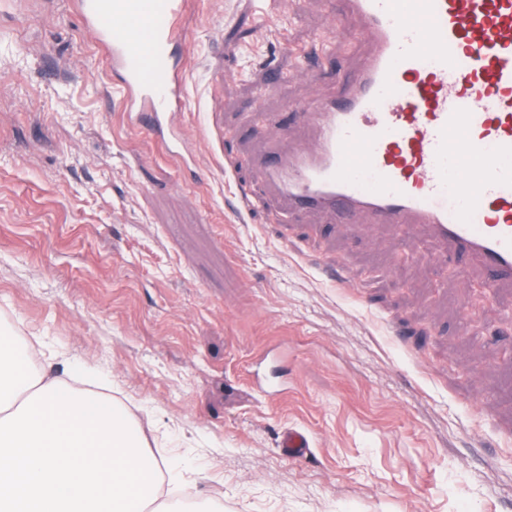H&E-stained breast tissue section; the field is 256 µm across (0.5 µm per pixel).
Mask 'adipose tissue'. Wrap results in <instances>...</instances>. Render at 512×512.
<instances>
[{"label": "adipose tissue", "mask_w": 512, "mask_h": 512, "mask_svg": "<svg viewBox=\"0 0 512 512\" xmlns=\"http://www.w3.org/2000/svg\"><path fill=\"white\" fill-rule=\"evenodd\" d=\"M35 345L0 331V512H220L165 497V460L111 397L31 364Z\"/></svg>", "instance_id": "1"}]
</instances>
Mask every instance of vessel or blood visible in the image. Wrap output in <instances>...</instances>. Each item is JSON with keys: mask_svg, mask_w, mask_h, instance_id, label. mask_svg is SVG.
<instances>
[{"mask_svg": "<svg viewBox=\"0 0 512 512\" xmlns=\"http://www.w3.org/2000/svg\"><path fill=\"white\" fill-rule=\"evenodd\" d=\"M340 2L362 18L371 52L340 97L299 113L311 146L260 161L258 178L292 210L429 225L489 284L512 282V0ZM75 4L129 122L185 153L169 120L187 106L174 48L189 0ZM280 446L301 456L309 441L291 429Z\"/></svg>", "mask_w": 512, "mask_h": 512, "instance_id": "1", "label": "vessel or blood"}]
</instances>
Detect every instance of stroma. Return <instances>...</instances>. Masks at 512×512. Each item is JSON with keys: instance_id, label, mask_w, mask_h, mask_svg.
<instances>
[{"instance_id": "1", "label": "stroma", "mask_w": 512, "mask_h": 512, "mask_svg": "<svg viewBox=\"0 0 512 512\" xmlns=\"http://www.w3.org/2000/svg\"><path fill=\"white\" fill-rule=\"evenodd\" d=\"M168 155L71 0H0V317L223 512H512V284L252 166L370 51L339 0H190ZM217 108L218 125L207 114ZM259 205L238 218V195ZM344 268L333 281L327 270ZM308 433V457L279 448Z\"/></svg>"}]
</instances>
